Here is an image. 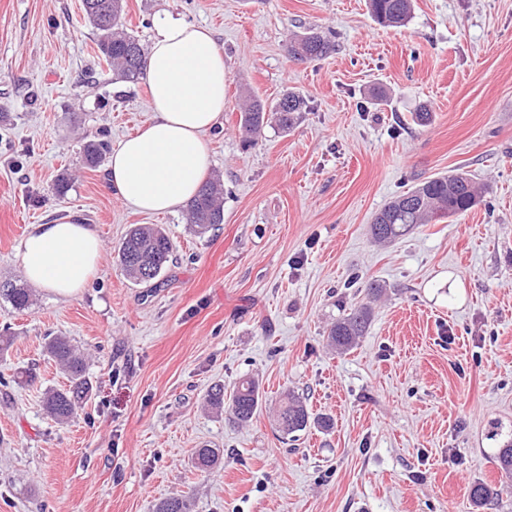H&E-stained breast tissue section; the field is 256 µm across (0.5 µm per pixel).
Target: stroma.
Masks as SVG:
<instances>
[{"label": "stroma", "instance_id": "stroma-1", "mask_svg": "<svg viewBox=\"0 0 512 512\" xmlns=\"http://www.w3.org/2000/svg\"><path fill=\"white\" fill-rule=\"evenodd\" d=\"M165 12L212 28L228 72L208 136L224 222L203 237L185 210L131 211L84 165L86 141L118 146L150 112L144 82L100 67L82 0H0V283L20 278L30 225L77 212L105 244L79 296L39 290L20 312L0 299V512H154L174 494L193 512H512V487L469 495L498 482L512 440V0H413L398 27L366 0H125L123 21L147 44ZM309 28L336 54L292 61L288 37ZM288 89L306 100L296 127L244 145V101ZM456 169L483 202L371 238L386 202ZM134 224L173 243L158 284L117 265ZM369 280L386 287L372 323L334 352L327 330ZM48 336L73 341L92 383L65 425L43 404L67 383ZM248 376L251 423L206 407L214 384ZM286 392L332 429L283 439ZM205 445L223 453L207 473Z\"/></svg>", "mask_w": 512, "mask_h": 512}]
</instances>
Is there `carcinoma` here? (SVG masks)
I'll list each match as a JSON object with an SVG mask.
<instances>
[{
  "label": "carcinoma",
  "mask_w": 512,
  "mask_h": 512,
  "mask_svg": "<svg viewBox=\"0 0 512 512\" xmlns=\"http://www.w3.org/2000/svg\"><path fill=\"white\" fill-rule=\"evenodd\" d=\"M89 22L99 32L98 49L101 58L113 74L126 82L141 79L146 48L137 37L125 32L121 18L124 0H83ZM373 18L386 26H401L412 11V0H368ZM288 49L299 57L315 60L336 51V44L320 32L309 30L288 39ZM306 110V101L298 93L287 91L272 104L260 98L248 99L240 113V125L251 137L266 125L289 132ZM109 151L105 139L95 137L83 146L84 163L89 168L98 167ZM481 191L465 172L428 178L387 202L370 226L372 238L380 243H391L411 234L422 224L436 218L451 217L480 204ZM188 221L195 234L202 236L210 228L224 221V192L219 182H203L199 193L186 204ZM173 246L165 230L157 224H135L123 239L117 253L118 266L123 275L137 284L151 283L158 279L170 261ZM0 297L14 309L23 311L32 305L33 289L25 283L0 284ZM372 321V308L363 303L349 314L338 319L329 329L328 345L339 353L353 349ZM45 351L68 375L69 385L63 389H50L45 393L44 406L50 417L65 424L73 417L77 406L91 390L86 377L85 358L64 336L46 338ZM208 406L221 410L230 409L233 418L243 424L256 415L261 403L259 382L251 377L240 379L229 396H224V386H214L205 398ZM275 421L282 435L296 438L297 433L315 424L323 429L332 426L328 417H315L305 403L291 393L283 394L276 410ZM217 448H200L196 451L194 467L207 472L219 461ZM494 464L506 477L512 476V442L498 449ZM470 497L476 504H484L498 497V490L485 482H476L470 488ZM191 503L185 495L160 501L156 512H190Z\"/></svg>",
  "instance_id": "1"
}]
</instances>
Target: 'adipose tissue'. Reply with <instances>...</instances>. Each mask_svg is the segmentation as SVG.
Returning <instances> with one entry per match:
<instances>
[{"instance_id":"ef3b65f1","label":"adipose tissue","mask_w":512,"mask_h":512,"mask_svg":"<svg viewBox=\"0 0 512 512\" xmlns=\"http://www.w3.org/2000/svg\"><path fill=\"white\" fill-rule=\"evenodd\" d=\"M144 81L151 117L110 155L108 184L126 206L162 214L185 205L205 180L206 136L225 106L224 50L207 27L164 15L155 24ZM104 252L99 234L72 213L31 225L17 261L31 286L71 299L98 273Z\"/></svg>"}]
</instances>
